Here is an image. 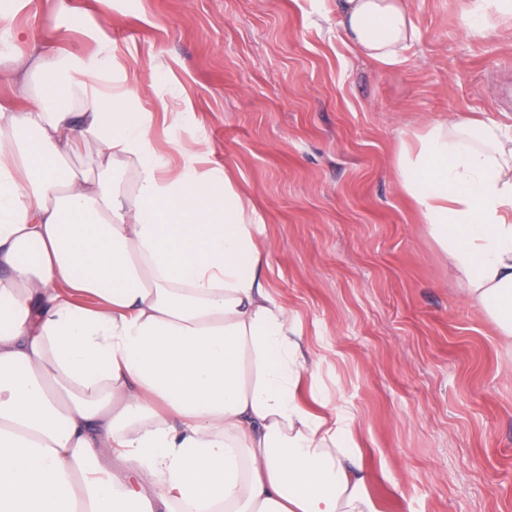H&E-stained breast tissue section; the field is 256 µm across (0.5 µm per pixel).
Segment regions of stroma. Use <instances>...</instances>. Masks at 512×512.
<instances>
[{
  "label": "stroma",
  "instance_id": "35a3bbf8",
  "mask_svg": "<svg viewBox=\"0 0 512 512\" xmlns=\"http://www.w3.org/2000/svg\"><path fill=\"white\" fill-rule=\"evenodd\" d=\"M404 63L356 57L335 0H34L20 51L111 48L144 106L184 103L263 218V278L317 385L355 416L380 512H512V351L467 302L400 188L401 142L454 113L512 121V21L410 0Z\"/></svg>",
  "mask_w": 512,
  "mask_h": 512
}]
</instances>
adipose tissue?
<instances>
[{
	"mask_svg": "<svg viewBox=\"0 0 512 512\" xmlns=\"http://www.w3.org/2000/svg\"><path fill=\"white\" fill-rule=\"evenodd\" d=\"M336 35L400 64L410 0H336ZM0 66V512H379L352 413L319 414L287 304L262 278L256 210L184 114L109 83L104 52ZM395 169L467 301L512 348V125L452 114ZM23 73L12 74L1 68L0 70V103H11L20 96V90L28 83Z\"/></svg>",
	"mask_w": 512,
	"mask_h": 512,
	"instance_id": "obj_1",
	"label": "adipose tissue"
}]
</instances>
